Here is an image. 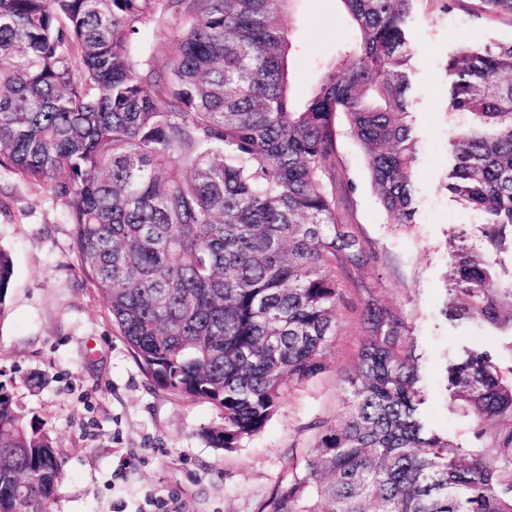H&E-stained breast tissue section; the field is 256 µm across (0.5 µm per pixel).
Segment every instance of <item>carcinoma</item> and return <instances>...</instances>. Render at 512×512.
Listing matches in <instances>:
<instances>
[{"instance_id": "obj_1", "label": "carcinoma", "mask_w": 512, "mask_h": 512, "mask_svg": "<svg viewBox=\"0 0 512 512\" xmlns=\"http://www.w3.org/2000/svg\"><path fill=\"white\" fill-rule=\"evenodd\" d=\"M294 0H0V167L69 205L81 270L153 384L218 407L231 450L264 429L285 386L324 369L342 300L334 267L376 260L336 200L337 117L378 201L413 223L415 0H341L358 34L310 98L290 100ZM512 16V0H479ZM180 21L166 70L136 61L142 27ZM445 189L480 214L458 253L454 315L512 331V39L448 57ZM13 273L0 251V306ZM367 336L323 429L259 512H512V366L495 348L447 364L470 446L430 430L404 316L362 288ZM63 460L0 383V512H48ZM27 479V490L16 482Z\"/></svg>"}]
</instances>
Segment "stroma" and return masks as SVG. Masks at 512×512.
I'll return each mask as SVG.
<instances>
[{
	"label": "stroma",
	"mask_w": 512,
	"mask_h": 512,
	"mask_svg": "<svg viewBox=\"0 0 512 512\" xmlns=\"http://www.w3.org/2000/svg\"><path fill=\"white\" fill-rule=\"evenodd\" d=\"M476 0H415L413 125L419 141L414 223L400 226L380 206L364 154L343 135L336 183H352L346 221L378 256L341 279L337 335L325 370L283 390L281 407L257 435L232 450L210 447L204 427L220 422L210 402L152 385L112 327L107 304L84 277L73 248L68 205L46 187L0 168V249L13 274L0 304V381L38 417L59 449L64 477L49 512H258L293 458L309 451L320 428L339 423L344 379L365 329L356 306L361 283H378L379 303L400 312L421 357L428 424L456 444L471 440V421L446 391V364L463 348H502L496 328L444 315L456 286L455 256L475 244L479 218L445 188L448 135L465 115H448L445 62L460 42L512 39V17L477 13ZM292 33L293 98L305 100L322 65L354 36L340 0H297L284 17ZM140 58L167 68L177 50L175 24L160 18L139 34Z\"/></svg>",
	"instance_id": "1"
}]
</instances>
